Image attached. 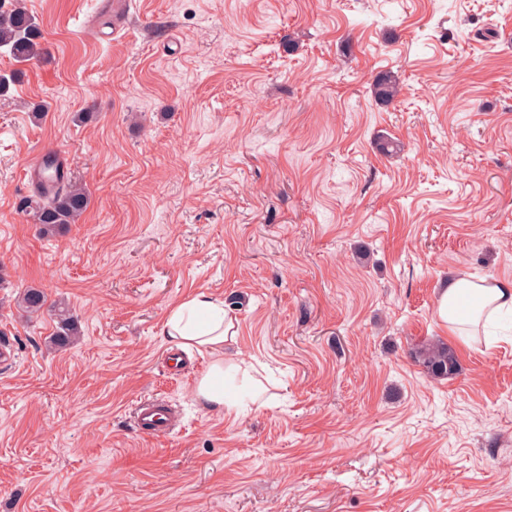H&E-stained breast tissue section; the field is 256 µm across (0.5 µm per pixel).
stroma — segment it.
<instances>
[{
  "mask_svg": "<svg viewBox=\"0 0 512 512\" xmlns=\"http://www.w3.org/2000/svg\"><path fill=\"white\" fill-rule=\"evenodd\" d=\"M24 3L46 55L0 53V512H512V335L438 316L449 276L512 280V0H133L108 39L100 0ZM49 148L90 204L44 238L18 203ZM30 286L76 343L48 349ZM197 292L235 320L221 410L159 334ZM437 339L444 380L412 356ZM156 399L167 438L133 427ZM17 306L37 317L45 311H50L53 321L56 322V331L49 341L51 348H64L74 343L81 335L77 321L70 314L69 309L63 303L53 306L47 305L48 298L41 288L30 287L20 293L16 299ZM413 355L431 379H447L459 371L460 364L455 351L443 342L422 344Z\"/></svg>",
  "mask_w": 512,
  "mask_h": 512,
  "instance_id": "1",
  "label": "stroma"
}]
</instances>
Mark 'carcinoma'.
I'll return each mask as SVG.
<instances>
[{
  "mask_svg": "<svg viewBox=\"0 0 512 512\" xmlns=\"http://www.w3.org/2000/svg\"><path fill=\"white\" fill-rule=\"evenodd\" d=\"M43 40L39 23L21 0H9L8 7H0V49H5L14 61L27 63L40 58L44 53ZM373 93L379 101L389 103L398 95V85L389 74L382 73L373 85ZM43 172L47 173L51 188H46L41 178H36L34 193L23 197L19 208L32 220L39 234L52 237L67 225L76 223L87 209L88 194L84 186L68 179L57 158H46L38 170L40 174ZM16 303L32 316L51 312L56 322L55 334L49 341L52 348H64L81 335L80 327L66 305H48L47 295L41 288L25 289L18 295ZM414 358L434 380L448 379L459 371L455 351L440 341L421 345L414 351Z\"/></svg>",
  "mask_w": 512,
  "mask_h": 512,
  "instance_id": "1",
  "label": "carcinoma"
}]
</instances>
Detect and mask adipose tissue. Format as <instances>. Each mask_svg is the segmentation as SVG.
<instances>
[{
    "label": "adipose tissue",
    "mask_w": 512,
    "mask_h": 512,
    "mask_svg": "<svg viewBox=\"0 0 512 512\" xmlns=\"http://www.w3.org/2000/svg\"><path fill=\"white\" fill-rule=\"evenodd\" d=\"M506 307L512 308V283L488 285L460 277L449 281L441 292L438 315L459 336L463 325H478L483 313L495 314ZM234 328L223 303L204 292L173 305L160 328L170 347L211 357L208 371L196 384L195 396L217 409L224 406V345L234 340Z\"/></svg>",
    "instance_id": "obj_1"
}]
</instances>
